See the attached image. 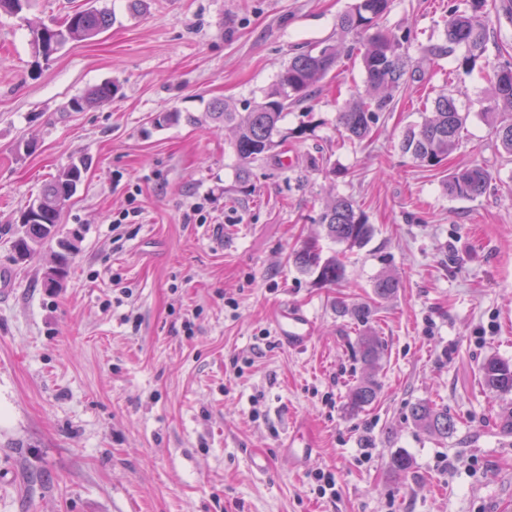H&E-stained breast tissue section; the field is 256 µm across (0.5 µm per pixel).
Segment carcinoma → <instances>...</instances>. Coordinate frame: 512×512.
I'll use <instances>...</instances> for the list:
<instances>
[{"instance_id": "carcinoma-1", "label": "carcinoma", "mask_w": 512, "mask_h": 512, "mask_svg": "<svg viewBox=\"0 0 512 512\" xmlns=\"http://www.w3.org/2000/svg\"><path fill=\"white\" fill-rule=\"evenodd\" d=\"M31 2L0 0V13L17 16L29 9ZM392 2L355 0L338 20L341 38H351L347 52L360 55L367 83L366 94L352 97L337 114L338 130L349 140L367 138L380 113L391 110L395 93L407 86L416 73L405 47L410 41V32L399 36L381 25ZM97 3L98 0H90V6L70 11L59 23L31 28V44L35 52L48 58L70 41L89 40L108 31L112 27V11L97 6ZM468 7L469 12L463 14L455 8L449 10L444 37L426 49L427 54L436 59H453L457 68L466 73L473 70L486 51L491 11L502 9L512 13V4L504 0L500 3L497 0H468ZM339 48V44L326 39L296 54L262 100L247 112H237L216 100L200 117L190 113L184 116L175 110L164 113L156 125L165 127L183 120L198 123L208 119L231 128L234 131L232 148L242 162L238 178L246 183L250 178L247 164L266 156L278 145L284 111L310 97L319 87L335 66ZM492 85L494 104L490 111L496 114L493 134L502 150L512 156V60L505 61L493 71ZM113 92L112 84H101L72 98L68 107L72 112H81L98 100L112 98ZM468 117L469 113L459 109L453 96L441 94L434 100L431 116L425 118L418 129L406 134L400 148L422 165L439 166L458 146ZM86 169L87 161L81 160L60 172L22 211L19 228L14 232L13 250L20 259L31 257L44 247L57 248L51 265L43 273L44 282L49 287L69 273L75 244L61 236V215L83 181ZM490 183V173L477 164L455 171L444 183V191L452 198L472 200L483 195ZM319 222L324 225L328 238L350 248L363 246L375 232L356 202L344 196L336 197L326 206ZM289 260L301 272L316 276L323 286H336L345 279L344 261L337 256L323 258L316 240L305 242L290 254ZM398 287L399 283L393 277L377 279L373 285V302L360 304L352 311L357 324L367 326L375 313V303L393 296ZM358 349L361 360L371 365L380 360L383 343L364 330L358 337ZM480 373L483 385L489 391L501 396L512 393L511 361L489 357L482 362ZM379 392L380 385L376 380L359 382L349 391L346 409L356 413L366 410L377 400ZM411 415L416 424L438 437L446 438L456 428L448 410L427 401L415 403ZM413 466L414 460L407 452L391 454L389 469L393 474L404 477Z\"/></svg>"}]
</instances>
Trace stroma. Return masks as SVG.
<instances>
[{
  "mask_svg": "<svg viewBox=\"0 0 512 512\" xmlns=\"http://www.w3.org/2000/svg\"><path fill=\"white\" fill-rule=\"evenodd\" d=\"M85 2L35 0L27 20ZM353 2L149 0L134 14L128 0H99L111 29L48 59L27 20L0 14V512H512V436L497 426L512 395L479 376L487 357L512 360V158L485 113L487 76L512 57V16L494 17L466 73L425 52L464 0H394L384 24L411 31L416 76L372 139L337 129L366 79L359 57L340 58L289 108L284 143L245 184L223 126L150 123L214 100L246 111ZM106 82L111 99L67 111ZM443 91L470 119L428 168L400 144ZM79 157L90 166L61 224L82 240L50 289L41 257L16 260L12 232ZM473 164L492 172L488 191L446 195L451 173ZM338 195L375 227L363 248L344 251L318 222ZM310 239L324 255L345 252L344 282L324 287L292 265ZM384 274L399 288L369 324L384 345L370 369L336 303L369 301ZM281 305L313 319L306 348L272 335ZM370 374L376 403L349 413L350 387ZM425 400L454 418L451 436L414 424ZM298 424L315 448L300 470L279 452ZM398 450L414 459L404 479L387 468ZM255 452L269 456V476L253 473ZM318 472L334 475L336 498L317 496Z\"/></svg>",
  "mask_w": 512,
  "mask_h": 512,
  "instance_id": "1",
  "label": "stroma"
}]
</instances>
